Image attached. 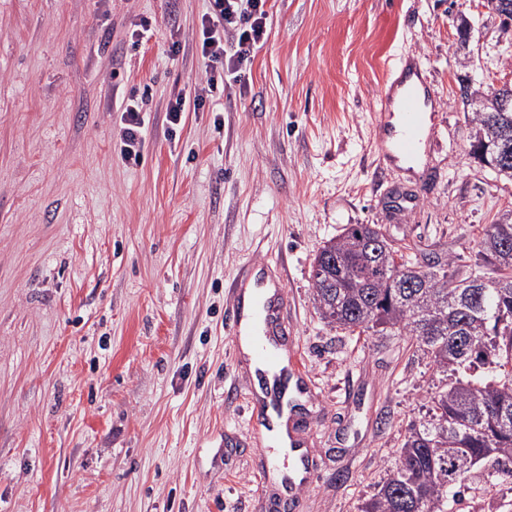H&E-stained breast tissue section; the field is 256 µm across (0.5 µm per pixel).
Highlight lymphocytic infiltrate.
<instances>
[{
	"instance_id": "obj_1",
	"label": "lymphocytic infiltrate",
	"mask_w": 512,
	"mask_h": 512,
	"mask_svg": "<svg viewBox=\"0 0 512 512\" xmlns=\"http://www.w3.org/2000/svg\"><path fill=\"white\" fill-rule=\"evenodd\" d=\"M198 43L204 75L192 91L173 93L166 106L168 127L180 125L184 112L201 109L215 90L227 92L244 85V70L268 37L269 0H207ZM120 114V154L139 161L145 144L143 108L136 98L113 103Z\"/></svg>"
}]
</instances>
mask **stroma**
Returning a JSON list of instances; mask_svg holds the SVG:
<instances>
[{
	"label": "stroma",
	"instance_id": "obj_1",
	"mask_svg": "<svg viewBox=\"0 0 512 512\" xmlns=\"http://www.w3.org/2000/svg\"><path fill=\"white\" fill-rule=\"evenodd\" d=\"M270 6L243 93L171 131L207 0H0V512H270L225 288L254 261L285 284L288 359L315 394L299 437L319 470L298 512H360L428 412L434 365L407 337L323 320L313 258L379 224L474 261L484 226L512 217V181L473 157L459 82L512 73V29L487 0ZM411 55L440 98L424 184L383 170L373 138ZM134 92L136 165L109 109Z\"/></svg>",
	"mask_w": 512,
	"mask_h": 512
}]
</instances>
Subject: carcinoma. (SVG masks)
I'll return each instance as SVG.
<instances>
[{"label":"carcinoma","instance_id":"cac0c4a2","mask_svg":"<svg viewBox=\"0 0 512 512\" xmlns=\"http://www.w3.org/2000/svg\"><path fill=\"white\" fill-rule=\"evenodd\" d=\"M473 155L512 180V112L485 97L467 116ZM474 264L457 259L422 273L379 224H349L318 249L313 302L342 330L408 336L440 373L428 416L410 429L398 460L361 512H448L479 469L489 486L512 483V221L483 229ZM490 267L497 275L488 276Z\"/></svg>","mask_w":512,"mask_h":512}]
</instances>
